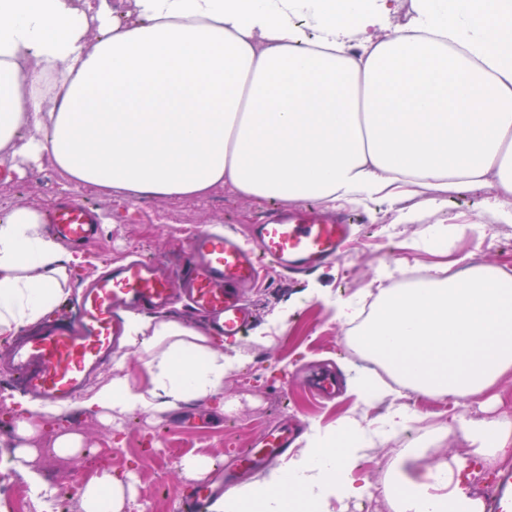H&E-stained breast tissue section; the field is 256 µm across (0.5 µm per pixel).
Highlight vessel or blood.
I'll return each instance as SVG.
<instances>
[{
    "label": "vessel or blood",
    "mask_w": 512,
    "mask_h": 512,
    "mask_svg": "<svg viewBox=\"0 0 512 512\" xmlns=\"http://www.w3.org/2000/svg\"><path fill=\"white\" fill-rule=\"evenodd\" d=\"M47 222L72 245L101 232L97 212L82 203L61 204ZM350 223V218L329 217L312 208L277 207L249 226L248 242L230 234L197 235L177 270H166L155 261H130L101 274L83 291L76 324H51L16 344L10 368L38 400L67 410L120 352L122 312L165 308L180 292L191 312L208 321L213 335L237 339L250 320L244 291L255 285L264 267L294 275L325 267L344 254ZM298 431V424L285 419L269 423L247 450L207 479L179 487V512H209L213 499L285 456Z\"/></svg>",
    "instance_id": "obj_1"
}]
</instances>
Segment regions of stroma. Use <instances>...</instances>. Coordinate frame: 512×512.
<instances>
[{
    "label": "stroma",
    "mask_w": 512,
    "mask_h": 512,
    "mask_svg": "<svg viewBox=\"0 0 512 512\" xmlns=\"http://www.w3.org/2000/svg\"><path fill=\"white\" fill-rule=\"evenodd\" d=\"M73 199L97 210L103 225L95 242L63 247L72 273L69 291L54 311L68 315L73 314L75 298L84 284L112 263L145 259L177 264L191 238L207 226L241 233L277 205L276 200L245 198L227 188L202 198L142 196L121 202L93 188H72L49 164L29 169L22 178L10 176L0 165V212L21 203L47 212ZM485 200L481 192L459 188L449 194L444 209L425 212L418 224L396 221L398 208L417 205L414 197L397 204L350 207L357 245L349 254L299 276L268 270L263 282L250 292L253 324L242 338L224 345L227 353L246 350L250 357L225 379L223 401L183 404V411L193 413L194 422L178 427L175 413L137 409L113 423L99 413L73 406L63 422L83 436L85 452L64 461L62 512H79L78 487L105 470L131 474L128 512H177L174 488L186 481L185 459L204 457L210 464H219L227 452L248 447L265 424L282 417L301 421L309 431L328 428L345 415H381L384 405L362 407L351 392L354 370L366 365L368 358L353 344L350 327L337 321L334 304L377 290L375 273L384 263L452 275L469 265L484 264L512 274V224L498 223ZM473 222L488 225L485 237L470 231ZM431 224H450L457 231L444 246L429 247L420 236ZM260 334L269 337V344H256ZM321 368L336 374L340 388L336 400L320 402L306 387L310 374ZM486 398L483 406L462 397L448 406L441 397L406 392L404 401L418 412V419L407 432L361 459L354 472L355 477L370 482V496L383 501V512H395L383 500V485L399 452L427 443L442 422L458 414L512 418V373L502 377Z\"/></svg>",
    "instance_id": "stroma-1"
}]
</instances>
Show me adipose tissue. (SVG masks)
<instances>
[{"instance_id": "1", "label": "adipose tissue", "mask_w": 512, "mask_h": 512, "mask_svg": "<svg viewBox=\"0 0 512 512\" xmlns=\"http://www.w3.org/2000/svg\"><path fill=\"white\" fill-rule=\"evenodd\" d=\"M391 0H0V157L11 172L52 163L74 186L133 199L190 198L229 187L291 203L360 205L432 190L397 221L416 224L440 194L489 186L512 224V0H412L409 22L379 35ZM50 77V101L26 87ZM40 209L0 214V336L39 321L69 282L61 244ZM400 267L379 268L371 315L340 300L356 343L403 388L480 399L512 371V275L470 266L408 288ZM129 347L149 375L140 388L116 361L81 405L121 419L172 412L224 396L241 354L178 322L126 316ZM359 402L385 404L377 427L353 417L316 431L288 465L217 499L211 512H328L361 497L365 453L406 432L414 412L400 390L360 372ZM11 467L29 482L35 441L60 413L27 397ZM474 458L512 449V419L463 415L440 425ZM464 458L420 469L399 457L383 486L398 512H477L460 486ZM131 486L106 472L80 487L81 512H124Z\"/></svg>"}]
</instances>
